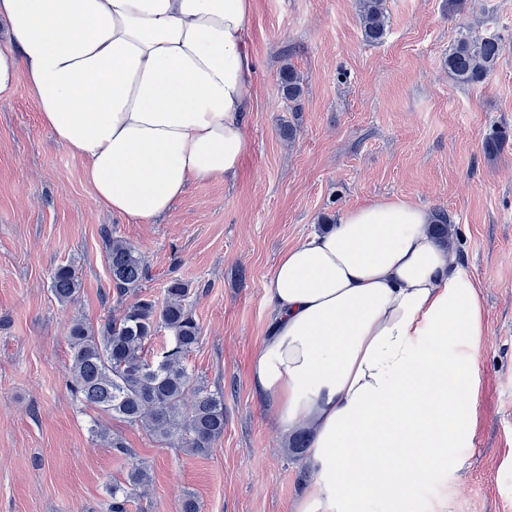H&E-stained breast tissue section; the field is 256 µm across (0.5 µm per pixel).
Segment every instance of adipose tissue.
Returning a JSON list of instances; mask_svg holds the SVG:
<instances>
[{
    "mask_svg": "<svg viewBox=\"0 0 512 512\" xmlns=\"http://www.w3.org/2000/svg\"><path fill=\"white\" fill-rule=\"evenodd\" d=\"M253 0H0V99L26 76L43 126L87 161L95 198L130 223L191 180L237 176L250 149ZM402 199L345 212L278 257L255 395L311 431L296 512H410L477 425L481 284Z\"/></svg>",
    "mask_w": 512,
    "mask_h": 512,
    "instance_id": "adipose-tissue-1",
    "label": "adipose tissue"
}]
</instances>
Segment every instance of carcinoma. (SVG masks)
Wrapping results in <instances>:
<instances>
[{"label":"carcinoma","instance_id":"carcinoma-1","mask_svg":"<svg viewBox=\"0 0 512 512\" xmlns=\"http://www.w3.org/2000/svg\"><path fill=\"white\" fill-rule=\"evenodd\" d=\"M356 8L365 40L382 41L387 32L385 0H356ZM501 50L497 34L473 39L461 33L446 58L448 74L461 86L482 82ZM279 88L288 102L301 101L304 82L292 65L280 70ZM105 249L113 292L123 310L96 331L81 322L70 328L72 395L169 444L206 456L224 435V393L209 389L186 365L201 339L189 304V284L172 279L161 301L141 295L146 275L142 257L118 238H107ZM80 286L71 265L57 267L51 276V292L61 303L75 302ZM129 295L135 299L126 305ZM162 329L169 332V342L149 358L148 344ZM99 436L127 466L126 479L112 484L105 512H128L132 496L148 487L150 474L121 437L105 431Z\"/></svg>","mask_w":512,"mask_h":512}]
</instances>
